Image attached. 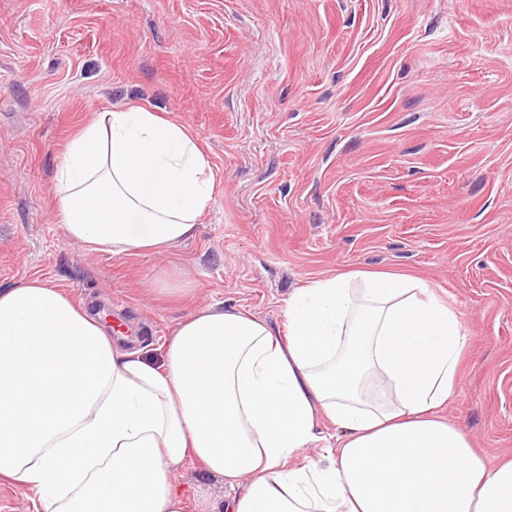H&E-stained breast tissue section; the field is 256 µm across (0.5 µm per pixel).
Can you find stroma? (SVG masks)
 Segmentation results:
<instances>
[{"mask_svg":"<svg viewBox=\"0 0 512 512\" xmlns=\"http://www.w3.org/2000/svg\"><path fill=\"white\" fill-rule=\"evenodd\" d=\"M186 126L216 174L196 237L92 253L54 176L96 113ZM428 282L469 332L445 415L512 456V0H0V287L39 276L161 362L196 309L285 330L322 273ZM196 512L206 485L175 476Z\"/></svg>","mask_w":512,"mask_h":512,"instance_id":"1","label":"stroma"}]
</instances>
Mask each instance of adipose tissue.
<instances>
[{
    "mask_svg": "<svg viewBox=\"0 0 512 512\" xmlns=\"http://www.w3.org/2000/svg\"><path fill=\"white\" fill-rule=\"evenodd\" d=\"M214 172L185 126L101 112L56 168V218L95 252L192 239ZM287 336L236 307L185 318L161 363L33 277L0 288V481L33 512H184L186 462L223 479L202 512H512V458L489 463L441 414L467 343L420 278L319 275L286 301ZM342 436L321 460L319 418Z\"/></svg>",
    "mask_w": 512,
    "mask_h": 512,
    "instance_id": "1",
    "label": "adipose tissue"
}]
</instances>
